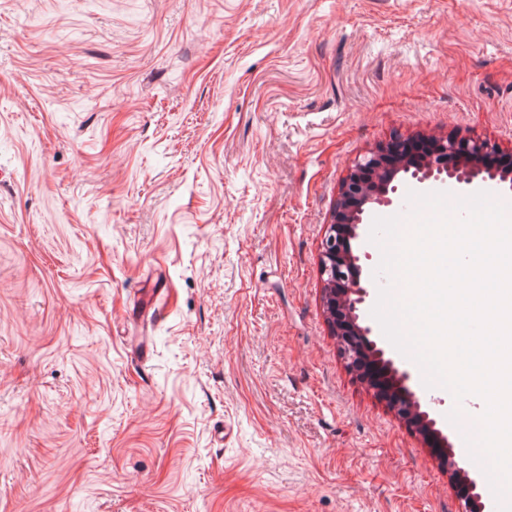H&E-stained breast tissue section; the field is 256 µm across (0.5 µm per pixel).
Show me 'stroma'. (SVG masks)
Wrapping results in <instances>:
<instances>
[{
    "instance_id": "stroma-1",
    "label": "stroma",
    "mask_w": 512,
    "mask_h": 512,
    "mask_svg": "<svg viewBox=\"0 0 512 512\" xmlns=\"http://www.w3.org/2000/svg\"><path fill=\"white\" fill-rule=\"evenodd\" d=\"M457 132L512 157V0H0V512H458L319 272ZM427 142L428 151L421 153L404 149L402 145L408 142L393 139L355 161L340 186L319 256L324 311L348 370L364 383L362 379L375 381L384 368L386 375L379 380L385 382L389 378L392 386L377 390L408 424H414L421 400L408 387L410 373L385 358L384 350L370 339L372 329L362 325L361 307L369 296V287L353 242L359 239L361 224L370 210L394 204L398 187L393 182L400 173L417 187L448 183V187L465 190L481 186L506 188L508 183V189H512L510 169H491L484 175V160L498 151L496 144L461 133L430 137ZM329 306L334 310L333 316Z\"/></svg>"
}]
</instances>
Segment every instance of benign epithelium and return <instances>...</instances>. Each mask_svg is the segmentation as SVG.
Listing matches in <instances>:
<instances>
[{
	"label": "benign epithelium",
	"mask_w": 512,
	"mask_h": 512,
	"mask_svg": "<svg viewBox=\"0 0 512 512\" xmlns=\"http://www.w3.org/2000/svg\"><path fill=\"white\" fill-rule=\"evenodd\" d=\"M404 141L393 139L358 158L344 178L333 206L330 223L321 243L319 270L323 282V307H332L327 316L333 336L348 370L359 380L379 377L391 386L378 388L388 398L389 407L402 420H416L421 400L408 387L411 375L394 366L383 349L370 339L372 329L362 324L361 307L369 296L363 276L361 256L353 242L360 237L361 224L374 207H389L396 201L394 180L402 174L418 187L435 184L456 189L481 186L512 189V171L486 170L484 160L498 151L496 144L461 133L428 138L425 153L403 148ZM448 478L464 486L459 495V512H473L477 482L463 476L462 465L445 450Z\"/></svg>",
	"instance_id": "7a95c632"
}]
</instances>
